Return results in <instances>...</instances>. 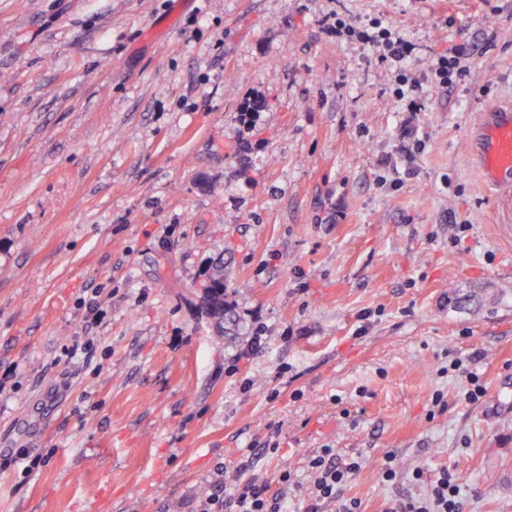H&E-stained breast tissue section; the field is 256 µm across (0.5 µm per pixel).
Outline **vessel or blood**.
Returning <instances> with one entry per match:
<instances>
[{
	"label": "vessel or blood",
	"mask_w": 512,
	"mask_h": 512,
	"mask_svg": "<svg viewBox=\"0 0 512 512\" xmlns=\"http://www.w3.org/2000/svg\"><path fill=\"white\" fill-rule=\"evenodd\" d=\"M476 149L484 178L501 195H512V104L497 108L482 119Z\"/></svg>",
	"instance_id": "1"
}]
</instances>
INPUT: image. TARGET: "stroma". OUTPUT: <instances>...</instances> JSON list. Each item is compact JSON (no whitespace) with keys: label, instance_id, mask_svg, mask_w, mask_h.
Listing matches in <instances>:
<instances>
[{"label":"stroma","instance_id":"obj_1","mask_svg":"<svg viewBox=\"0 0 512 512\" xmlns=\"http://www.w3.org/2000/svg\"><path fill=\"white\" fill-rule=\"evenodd\" d=\"M333 14L419 78L469 48L395 185L393 77ZM511 101L512 0H0V512H196L245 453L301 512L325 448L359 512L445 468L512 512V197L469 154ZM369 27L377 31L372 33L367 29L356 31L352 25L346 23L345 19L333 15V23L328 25V31L331 34L335 33L336 37L356 36L362 47L372 50L376 54L377 60L389 67L397 64L401 65L412 55L414 47L396 32L387 27H382L381 21L373 19Z\"/></svg>","mask_w":512,"mask_h":512}]
</instances>
